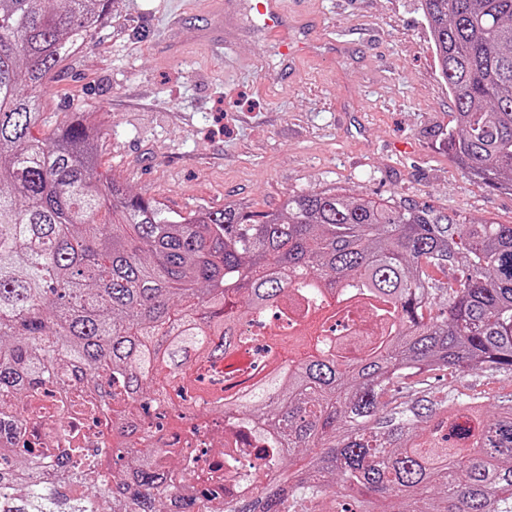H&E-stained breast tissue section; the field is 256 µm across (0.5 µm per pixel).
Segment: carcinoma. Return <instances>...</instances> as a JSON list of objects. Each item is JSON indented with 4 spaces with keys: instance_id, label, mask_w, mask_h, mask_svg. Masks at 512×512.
Returning <instances> with one entry per match:
<instances>
[{
    "instance_id": "carcinoma-1",
    "label": "carcinoma",
    "mask_w": 512,
    "mask_h": 512,
    "mask_svg": "<svg viewBox=\"0 0 512 512\" xmlns=\"http://www.w3.org/2000/svg\"><path fill=\"white\" fill-rule=\"evenodd\" d=\"M108 0H0V512H204L184 473L145 448L205 405L267 423L261 494L229 512H512V393L487 404L455 380L512 378V224L469 222L346 188L292 192L280 210L227 205L183 215L95 177L85 113L49 138L38 98ZM455 105L448 152L468 178L512 193V0H422ZM430 267H452L440 282ZM353 298L371 335L318 337L296 371L211 379L224 355L297 346L315 309ZM273 314L275 336L247 325ZM442 371L450 379L434 383ZM46 386L57 413L112 411L123 468L101 485L47 475L104 456L77 434L19 443Z\"/></svg>"
}]
</instances>
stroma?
<instances>
[{
  "label": "stroma",
  "mask_w": 512,
  "mask_h": 512,
  "mask_svg": "<svg viewBox=\"0 0 512 512\" xmlns=\"http://www.w3.org/2000/svg\"><path fill=\"white\" fill-rule=\"evenodd\" d=\"M110 0L90 41L39 98L47 136L88 112L96 177L188 213L279 209L291 191L352 189L512 224V194L470 181L448 153L455 110L418 0H288L313 51L279 41L233 0Z\"/></svg>",
  "instance_id": "obj_1"
}]
</instances>
